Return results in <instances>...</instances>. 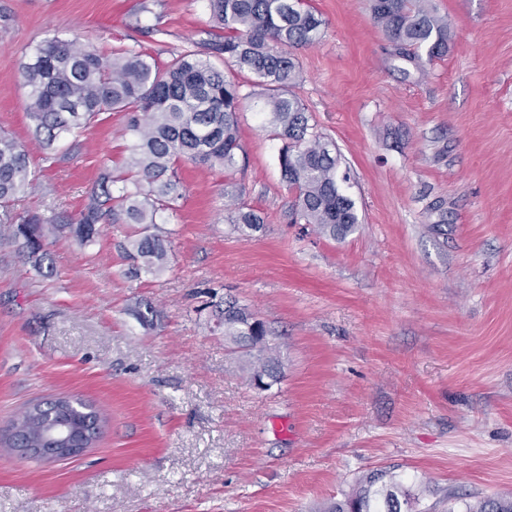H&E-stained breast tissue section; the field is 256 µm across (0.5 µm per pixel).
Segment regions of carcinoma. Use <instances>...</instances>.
<instances>
[{
    "instance_id": "1",
    "label": "carcinoma",
    "mask_w": 512,
    "mask_h": 512,
    "mask_svg": "<svg viewBox=\"0 0 512 512\" xmlns=\"http://www.w3.org/2000/svg\"><path fill=\"white\" fill-rule=\"evenodd\" d=\"M213 22L208 49L223 64L255 77L251 90L230 80L210 58L184 50L165 68L145 51L126 48L105 56L75 41L51 40L37 49L35 62L23 77L30 87L26 104L33 139L46 151L63 136L76 135L102 112H122L132 140L129 169L133 175L104 174L76 222L74 237L87 247L95 242L96 224L107 217L114 224H135L127 251L134 272H155L167 256L166 235L158 226L159 212L179 196L175 166L181 160L232 171L244 160L238 117L242 105L256 95L271 114L273 136L283 142L281 177L295 192L296 218L336 238L359 223L355 203L341 183L340 155L310 123L311 117L294 89L299 71L292 50L311 45L319 36L321 16L302 0H208ZM375 22L391 42L396 56L419 68L420 50L427 59L448 52V20L429 9L425 0H371ZM29 148L0 134V206L8 207L33 187ZM49 217L31 214L11 226L8 238L43 270L47 256L44 225ZM237 227L255 230L261 218L252 211L231 217ZM224 337L246 350L240 369L251 384L280 381L281 364L269 344L268 332L238 300L214 304ZM58 399L38 402L23 413L32 437L56 415ZM419 498L401 488L395 475L376 471L360 479L351 492L323 512H412ZM448 512H512V495L462 499Z\"/></svg>"
}]
</instances>
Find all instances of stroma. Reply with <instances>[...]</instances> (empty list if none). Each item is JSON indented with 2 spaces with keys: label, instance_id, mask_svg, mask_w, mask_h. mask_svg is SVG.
Segmentation results:
<instances>
[{
  "label": "stroma",
  "instance_id": "stroma-1",
  "mask_svg": "<svg viewBox=\"0 0 512 512\" xmlns=\"http://www.w3.org/2000/svg\"><path fill=\"white\" fill-rule=\"evenodd\" d=\"M309 2L324 24L294 52L295 92L336 144L359 224L335 239L293 223L281 142L251 101L245 168L177 164L165 268L134 276L132 226L86 248L67 228L103 172L128 170L123 113L45 161L23 69L46 41L109 54L136 25L168 62L208 42V2L0 0V129L35 174L0 220L51 217L53 266L0 237V436L62 395L105 420L72 459L0 447V512H324L377 469L419 493L417 512L512 492V0H429L453 41L407 76L369 0ZM240 208L259 230L233 228ZM213 292L265 322L283 364L270 389L240 370Z\"/></svg>",
  "mask_w": 512,
  "mask_h": 512
}]
</instances>
